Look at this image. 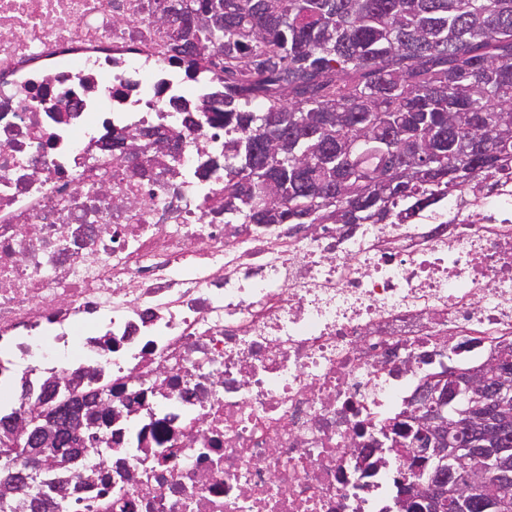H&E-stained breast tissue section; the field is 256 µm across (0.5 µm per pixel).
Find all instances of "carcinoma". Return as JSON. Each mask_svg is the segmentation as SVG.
I'll return each mask as SVG.
<instances>
[{"label":"carcinoma","instance_id":"1","mask_svg":"<svg viewBox=\"0 0 512 512\" xmlns=\"http://www.w3.org/2000/svg\"><path fill=\"white\" fill-rule=\"evenodd\" d=\"M222 61L224 223L398 224L512 176V0H160Z\"/></svg>","mask_w":512,"mask_h":512}]
</instances>
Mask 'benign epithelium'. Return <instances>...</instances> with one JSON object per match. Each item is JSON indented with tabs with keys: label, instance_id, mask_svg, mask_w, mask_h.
<instances>
[{
	"label": "benign epithelium",
	"instance_id": "7a95c632",
	"mask_svg": "<svg viewBox=\"0 0 512 512\" xmlns=\"http://www.w3.org/2000/svg\"><path fill=\"white\" fill-rule=\"evenodd\" d=\"M498 347L486 362L471 369L454 368L424 378L406 418L417 427L411 445L401 441L404 467L397 470V512H508L512 501L501 497L512 488V363ZM497 372L493 380L486 370ZM70 384L51 380L47 392L74 404ZM95 422L63 425L59 411L31 406L0 421V456L30 448L22 467L0 481V512H14L17 498L31 512L57 508L58 489L38 478L71 465L78 456L98 451ZM55 449V454L41 452ZM416 480L408 489V474ZM496 478L494 490L479 495L481 478Z\"/></svg>",
	"mask_w": 512,
	"mask_h": 512
}]
</instances>
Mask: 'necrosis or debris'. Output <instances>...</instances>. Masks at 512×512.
<instances>
[{"label": "necrosis or debris", "instance_id": "1", "mask_svg": "<svg viewBox=\"0 0 512 512\" xmlns=\"http://www.w3.org/2000/svg\"><path fill=\"white\" fill-rule=\"evenodd\" d=\"M155 10L0 0V390L112 404L58 512H380L415 368L512 340V181L419 224L225 223L224 87Z\"/></svg>", "mask_w": 512, "mask_h": 512}]
</instances>
